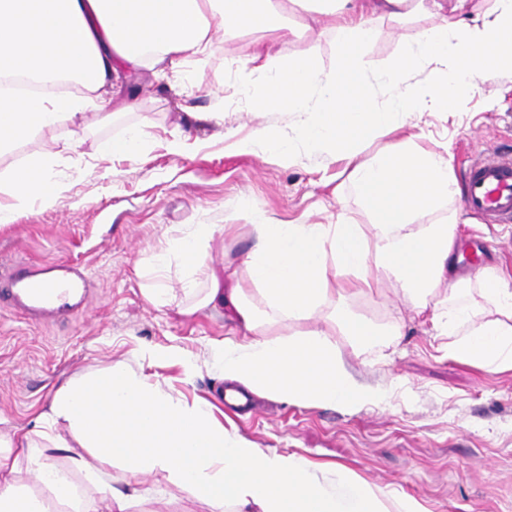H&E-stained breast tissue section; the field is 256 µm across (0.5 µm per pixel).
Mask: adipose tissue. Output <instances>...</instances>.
I'll return each instance as SVG.
<instances>
[{
  "label": "adipose tissue",
  "mask_w": 512,
  "mask_h": 512,
  "mask_svg": "<svg viewBox=\"0 0 512 512\" xmlns=\"http://www.w3.org/2000/svg\"><path fill=\"white\" fill-rule=\"evenodd\" d=\"M491 2L467 21L458 16L467 0H0V82L57 76L87 92L83 99L0 94V156L61 120L105 107L100 91L121 72L146 67L164 82L210 54L215 30L228 40L260 31L270 44L239 59L237 71L260 79L252 110L291 112L292 132L264 128L238 149L285 159L302 149L345 162L369 223L282 222L247 208L253 246L229 289L203 256L215 225H192L147 261V299L168 305L181 295L195 310L230 306L242 338L213 347L225 380L295 404L356 411L390 400L393 387L360 381L342 353L401 336L399 321L373 322L347 303L387 281L445 337L449 358L510 372L512 276L493 265L458 274L451 155L443 145L422 147L416 134L393 137L414 113L459 106L485 70L512 71V0ZM419 12L431 25L400 43L390 69L371 74L364 52L379 35L376 16ZM301 14L329 19L334 68L318 67L313 40L288 62L273 53L272 42L302 37ZM420 68L428 72L424 84L407 83ZM381 138L385 146L361 160L364 146ZM48 163V155L32 157L0 182L11 198L0 204V227L31 200L54 201L59 185L42 175ZM174 265L185 272L177 294L166 286ZM60 420L71 439L55 433ZM37 422L35 430L0 432V472L14 471L22 456L35 482L31 489L0 483V512H131L145 493L113 488L117 460L139 474L167 471L211 512H429L344 467L251 447L225 430L209 402L187 403L120 362L65 379ZM75 444L92 449L91 458L72 455ZM56 451L68 454L67 464L53 459Z\"/></svg>",
  "instance_id": "obj_1"
}]
</instances>
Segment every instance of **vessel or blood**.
<instances>
[{
  "instance_id": "obj_1",
  "label": "vessel or blood",
  "mask_w": 512,
  "mask_h": 512,
  "mask_svg": "<svg viewBox=\"0 0 512 512\" xmlns=\"http://www.w3.org/2000/svg\"><path fill=\"white\" fill-rule=\"evenodd\" d=\"M465 208L485 223L512 222V153L478 152L464 171ZM91 280L85 267L60 262L43 270L26 265L12 272L0 300L36 323H48L88 310Z\"/></svg>"
}]
</instances>
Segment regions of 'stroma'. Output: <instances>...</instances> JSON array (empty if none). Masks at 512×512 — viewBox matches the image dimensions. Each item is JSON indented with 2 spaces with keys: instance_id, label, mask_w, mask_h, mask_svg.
<instances>
[{
  "instance_id": "obj_1",
  "label": "stroma",
  "mask_w": 512,
  "mask_h": 512,
  "mask_svg": "<svg viewBox=\"0 0 512 512\" xmlns=\"http://www.w3.org/2000/svg\"><path fill=\"white\" fill-rule=\"evenodd\" d=\"M427 23L424 16L380 20L367 60L374 69H389L399 42ZM260 39L248 33L228 42L215 33L211 53L191 64L199 77L192 90L138 71L120 92L103 90L121 115L106 120L87 111L0 157L4 176L32 156L54 152L50 175L61 187L52 204L33 201L0 229V266L73 260L86 267L93 288L90 314L48 325L0 309V417L31 425L63 379L120 361L186 402L208 401L226 431L255 447L345 466L421 500L429 512H512V372L491 373L443 356L431 324L417 318L394 287L348 299L375 321L404 324L398 344L347 354L362 381L396 385L389 404L359 411L260 395L250 412L226 411L219 399L225 381L211 350L230 326L226 308L183 314L147 300L138 267L186 225L223 223L244 205L285 222L304 215L313 224L340 215L353 224L369 221L343 183V163L302 150L284 163L261 150L235 149L236 140L265 127L285 132L293 121L284 111L250 109L236 61ZM411 123L423 145L449 142L457 167L472 150H512V71L486 73L458 109L418 112ZM132 126L144 131L139 151L113 160L98 154L101 141ZM176 137L184 143L177 153L169 148ZM478 233L488 242L491 264L512 272V223L460 230L467 239ZM252 245L246 235L219 234L205 254L220 272L238 267ZM170 348L191 360L192 377L163 358ZM111 480L119 489L137 483L148 490L145 512H209L160 469L141 475L116 467Z\"/></svg>"
}]
</instances>
